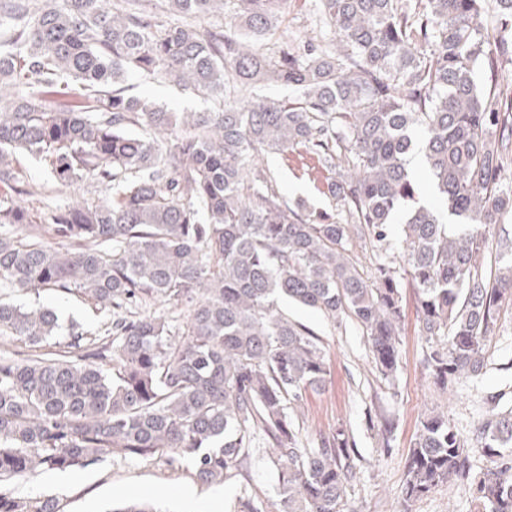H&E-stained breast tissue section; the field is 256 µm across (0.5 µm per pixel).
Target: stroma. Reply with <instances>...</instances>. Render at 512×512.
I'll list each match as a JSON object with an SVG mask.
<instances>
[{"label": "stroma", "mask_w": 512, "mask_h": 512, "mask_svg": "<svg viewBox=\"0 0 512 512\" xmlns=\"http://www.w3.org/2000/svg\"><path fill=\"white\" fill-rule=\"evenodd\" d=\"M134 94L147 96L175 111L204 109L203 99L174 83L146 76L128 80ZM279 185L288 198H302L329 208L321 192V178L312 160L302 152L269 156ZM11 301L25 306H46L85 325L95 317L72 293L48 290L14 293ZM404 318L400 336L401 366L394 384L381 382L372 363L368 340L352 322L337 326L317 310L291 302L282 307L289 316L317 333L329 356L331 376L325 389L309 394L299 411L304 438L344 429L356 442L357 482L347 490L351 512H399L405 459L424 415L443 410L463 432H473L484 416L482 397L512 382V372L501 363L512 359V317L506 318L497 338L491 365L481 383L458 385L454 394L435 388L423 364L426 342L420 330L419 308L413 289L403 292ZM392 418L390 434L370 428L369 416ZM75 481H56L51 471L28 473L0 484V492L24 498L55 495L61 512H108L112 504L146 500L165 512H231L237 491L198 484L191 471L174 472L166 465L105 455L89 466L75 469ZM471 484L443 485L415 502L412 512H473Z\"/></svg>", "instance_id": "1"}]
</instances>
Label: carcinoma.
<instances>
[{"label": "carcinoma", "instance_id": "1", "mask_svg": "<svg viewBox=\"0 0 512 512\" xmlns=\"http://www.w3.org/2000/svg\"><path fill=\"white\" fill-rule=\"evenodd\" d=\"M307 40L292 0H0V292L76 291L114 318L100 331L0 300V482L105 454L190 466L239 488L235 512H349L357 472L342 428L303 442L295 411L330 363L282 300L356 322L379 377L400 365L402 289L416 290L424 365L442 390L474 381L512 314V0H316ZM133 74L211 102L170 112L129 92ZM286 85L288 99L254 90ZM423 151L439 206L416 195ZM301 151L331 210L289 201L266 154ZM47 183L93 180L104 200L33 219L21 160ZM402 225L398 247L393 227ZM51 232L68 247L45 244ZM370 246V272L351 252ZM184 306L182 322L143 309ZM112 363V373L101 368ZM485 397L469 436L443 412L409 448L402 512L469 482L477 512H512V409ZM272 448L275 497L252 488ZM475 454L494 466L475 476ZM0 512H61L52 495L0 492ZM110 512H158L148 501Z\"/></svg>", "mask_w": 512, "mask_h": 512}]
</instances>
